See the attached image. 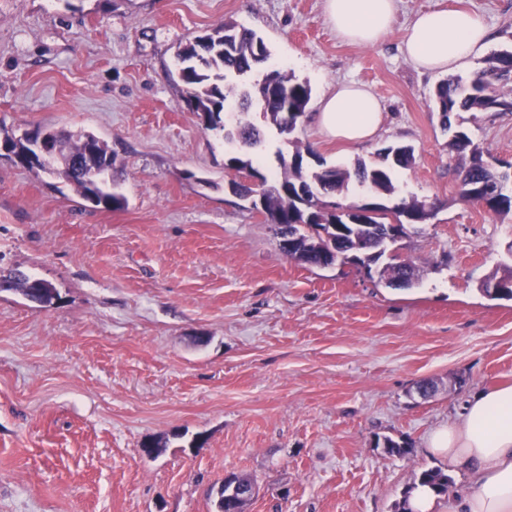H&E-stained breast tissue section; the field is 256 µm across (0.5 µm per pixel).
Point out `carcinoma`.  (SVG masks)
Listing matches in <instances>:
<instances>
[{"label":"carcinoma","mask_w":512,"mask_h":512,"mask_svg":"<svg viewBox=\"0 0 512 512\" xmlns=\"http://www.w3.org/2000/svg\"><path fill=\"white\" fill-rule=\"evenodd\" d=\"M271 57L264 40L252 29L241 24L227 22L210 34L196 37L180 47L176 53V73L185 87L186 103L190 111L201 116L207 130H219L224 140L253 149L265 140V129L274 130L280 136L288 134L287 123L298 126L311 100L312 89L308 82L299 81L291 73L280 69L267 71L262 80L250 81L253 70ZM512 79V47L497 50L484 59V66L466 80L461 78L440 81L432 95L433 109L442 116L444 129L451 128V116L460 112H512V90L505 91L502 85ZM241 107L236 118L225 121L224 112L230 100ZM261 112L264 126L253 124L248 116L251 109ZM59 152L64 156L81 154L84 136L73 137L59 134L56 137ZM294 150L289 155L276 154L278 170L267 176L256 169L252 157L236 152L227 158L224 167L238 172L247 171L262 184L263 214L268 222L298 224L304 213L317 211L325 222H314L328 237L342 240L331 251L328 243L315 249L306 247L300 240L296 253L291 258L311 267H326L336 262V254L343 255L342 263L352 264L371 273L377 266L378 282L388 288L408 289L420 279L423 269L411 259L399 254L391 257L381 253L377 256L356 252L364 230L355 227L350 234L342 235L331 230L336 219L330 211L332 205L352 207L356 202H346L339 195L348 191L349 185L357 184L367 195L381 198L372 214L364 221L375 226L397 221L401 235L417 230V225L431 219L435 204L419 200L414 196L400 197L394 184V172L415 163V150L410 145L389 146L379 152L380 161L371 165L358 164L354 169L329 167L308 170L303 166V152L310 147H301L297 139L291 141ZM97 152L95 162L100 177L91 180L77 173L65 182L75 186L83 198L106 209H119L123 198L107 188L106 161L112 151L99 139H94ZM449 155L454 162L458 200L479 206L492 217L512 215V191L508 183L512 180L509 170H497L484 159V150L474 142L464 129L453 132L448 142ZM16 292L27 300L37 298L42 306L53 304L56 293H43L36 297L27 280H17ZM422 485L436 491L448 492V475L428 469L416 477Z\"/></svg>","instance_id":"carcinoma-1"}]
</instances>
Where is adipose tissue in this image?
<instances>
[{
    "instance_id": "obj_1",
    "label": "adipose tissue",
    "mask_w": 512,
    "mask_h": 512,
    "mask_svg": "<svg viewBox=\"0 0 512 512\" xmlns=\"http://www.w3.org/2000/svg\"><path fill=\"white\" fill-rule=\"evenodd\" d=\"M399 0H324V15L346 42L372 46L394 24ZM491 41L483 20L466 10L442 8L414 15L401 50L417 69L447 72L463 68ZM383 120L382 104L368 88L348 83L320 99L318 127L352 144L370 140ZM429 452L466 474L469 489L448 498V512H512V385L486 388L470 397L461 421L437 427Z\"/></svg>"
}]
</instances>
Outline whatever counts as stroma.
I'll list each match as a JSON object with an SVG mask.
<instances>
[{"instance_id": "stroma-1", "label": "stroma", "mask_w": 512, "mask_h": 512, "mask_svg": "<svg viewBox=\"0 0 512 512\" xmlns=\"http://www.w3.org/2000/svg\"><path fill=\"white\" fill-rule=\"evenodd\" d=\"M461 7L512 45V0H401L374 46L340 41L323 0H0V141L35 128L112 151L107 210L0 151V268L56 289L41 307L0 292V512H213L225 474L247 512H397L426 440L477 392L512 384V301L481 283L512 267V217L457 201L439 76L400 51L416 13ZM227 21L265 40L269 67L308 82L304 164L354 168L415 149L403 192L442 203L403 241L418 284L287 257L227 187L230 151L190 112L178 48ZM372 89L377 137L320 133L331 85ZM488 160L512 163V112H462ZM407 441L388 455L384 438ZM223 485L224 495L221 496V486ZM219 490H218V498L217 500L224 499V505L225 502H229L230 505H233L238 502H245L247 505L254 497L255 495V489H252L249 485L245 483H241L238 480H236L230 487L224 486V481L221 484ZM246 505L241 509L231 510V511H224V512H244Z\"/></svg>"}]
</instances>
